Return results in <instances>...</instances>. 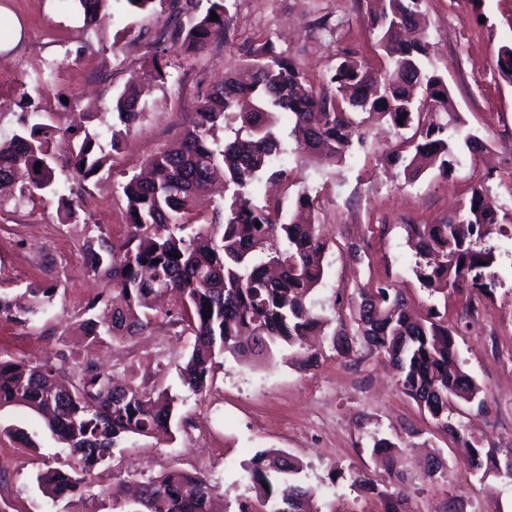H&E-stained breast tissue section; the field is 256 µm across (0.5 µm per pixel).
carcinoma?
<instances>
[{"instance_id": "carcinoma-1", "label": "carcinoma", "mask_w": 512, "mask_h": 512, "mask_svg": "<svg viewBox=\"0 0 512 512\" xmlns=\"http://www.w3.org/2000/svg\"><path fill=\"white\" fill-rule=\"evenodd\" d=\"M88 24L98 21L110 0H75ZM136 12L167 14L151 59L156 78L166 83V44L201 50L227 38L228 0H212L196 14L198 0H126ZM422 0H374L367 15L370 42L348 50L321 79L309 78L296 59L267 36L248 53L242 68L198 92L191 127L174 146L150 163V176L133 175L121 184L129 231L113 242L99 224L82 242L85 272L104 283L122 301L119 307L87 303L80 314L84 336H139L158 322L193 336L187 359L176 366L181 384L203 394L218 356L271 357L281 346L303 348L308 336L330 326L331 349L344 359L362 343L388 358L399 372L400 389L426 410L446 433L470 448L468 467L480 480L492 476L512 482V448H485L465 437L462 423L451 421L448 400L472 403L480 388L458 360L457 328L432 306L426 317L408 310L403 293L392 285L358 289V300L337 292L331 314L317 310L311 294L325 276L328 244L320 233L317 198L305 187L295 193L296 209L306 218L282 221L280 202L258 206L253 187L263 179L294 186L275 161L288 144L305 157L345 159L363 126L386 120L397 130L413 129L403 146L386 160L403 166L408 179L427 167L447 177L456 163V141L448 137V120L463 121L449 108V90L430 69L428 45L404 41L400 32L420 23ZM218 19L210 20L211 13ZM499 75L512 83V45L497 54ZM148 105L140 91L126 87L112 101L110 149L133 130ZM293 122L288 139L280 135L277 115ZM403 122H398V119ZM69 142L73 176L85 180L108 156L101 133L64 128L43 121L36 110L20 118L13 135L0 140V185H17L20 194L58 192L52 143L57 133ZM41 168H36V163ZM224 189V200L209 217L195 212L197 197ZM512 223L499 216L483 186L474 187L466 213L439 224H413L416 248L425 263L415 275L430 294L448 299V288L492 293L494 257L476 248L496 226ZM54 287L34 286L11 299L0 295V317L19 323L45 314ZM357 306L347 322L345 311ZM210 313V318L203 317ZM62 367L50 357L39 365L0 356V409L24 406L41 415L47 429L70 451L65 470L37 474L38 489L54 502L80 497L102 499L124 512H223L215 488L205 478L180 470L137 480L138 494L123 498L125 482L93 492L91 473L130 437H152L185 422L178 397L167 389L131 381L119 384L110 372L87 363L76 380L61 381ZM401 445L374 440L372 455L392 470ZM257 499L266 512H321L318 490L301 479L302 468L282 452L262 451L246 468ZM350 486L376 495L383 512H413L400 494L381 489L361 470L349 472Z\"/></svg>"}]
</instances>
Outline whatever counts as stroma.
I'll return each instance as SVG.
<instances>
[{
	"label": "stroma",
	"mask_w": 512,
	"mask_h": 512,
	"mask_svg": "<svg viewBox=\"0 0 512 512\" xmlns=\"http://www.w3.org/2000/svg\"><path fill=\"white\" fill-rule=\"evenodd\" d=\"M1 7L20 21L24 38L0 51V139L13 134L26 111L21 91H28L54 124L67 125L91 112L93 128L103 132L112 122V88L134 78L151 83L149 110L84 185L72 176L66 143L57 142L60 196L74 199L76 222L62 223L59 197L37 194L19 205L0 203V293L15 297L30 286L56 287L49 314L25 325L0 320V356L35 363L63 352L70 356L63 365L66 374H76L79 363L88 360L119 376L162 384L183 400L180 412L189 423L173 440L129 439L95 468V480L109 484L178 468L206 476L226 512H239L243 503L258 512L245 468L258 452L280 449L302 462V477L318 489L322 512H378L376 496L354 491L332 475L340 468L369 470L387 485L388 476L371 453L374 438L387 437L407 444L398 468L413 512H512V482L485 486L468 469L462 448L400 390L396 370L366 346L344 360L321 343L320 361L308 369L284 352L268 361L229 358L215 366L209 388L196 396L182 386L176 370L189 339L165 326L104 347L80 342L78 316L104 293L102 283L86 275L80 245L93 222L113 239L125 236L126 203L118 181L181 137L193 119L197 90L221 79L258 37L271 35L281 49L297 54L311 77L323 74L343 50L366 42L364 0H230L228 41L200 52L169 49L171 77L163 84L151 82L149 74L159 22L131 13L126 0H111L107 15L90 27L74 0H0ZM422 10L432 64L447 83L465 130L483 140L484 150H459L450 178L430 170L408 181L383 161L401 134L369 124L363 143L354 144L342 163L303 164L289 154L284 167L321 203L328 268L313 301L325 305L337 289L351 292L387 281L418 314L447 305L449 323L460 327L459 356L484 402L480 408L457 403L451 417L484 444L507 448L512 447V224L481 243L494 256L495 287L488 297L469 290L429 295L414 273L419 258L407 227L467 210L472 189L481 182L512 204V84L496 68L499 48L512 44V0H423ZM324 15L332 26L328 33L315 25ZM351 241L365 246L362 265H354L344 250ZM471 303L479 312L469 318ZM160 361L165 371H158ZM0 423L24 429L32 440L27 446L0 436V512H59V504L39 491L35 476L66 468L68 448L27 408L1 409ZM429 453L442 463L431 479L422 471Z\"/></svg>",
	"instance_id": "obj_1"
}]
</instances>
